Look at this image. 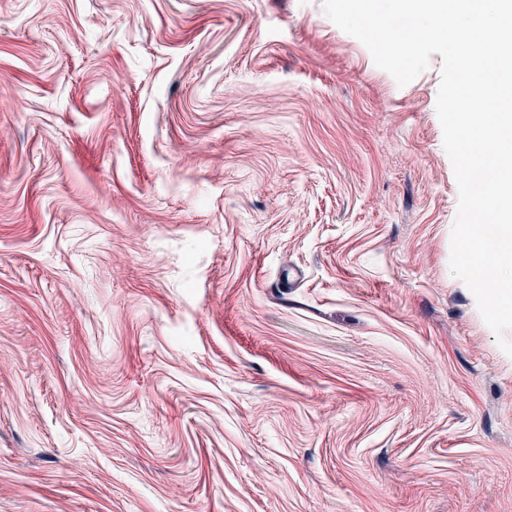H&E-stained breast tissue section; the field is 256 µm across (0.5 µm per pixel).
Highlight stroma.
I'll list each match as a JSON object with an SVG mask.
<instances>
[{
	"label": "stroma",
	"mask_w": 512,
	"mask_h": 512,
	"mask_svg": "<svg viewBox=\"0 0 512 512\" xmlns=\"http://www.w3.org/2000/svg\"><path fill=\"white\" fill-rule=\"evenodd\" d=\"M441 76L322 0H0V512H512Z\"/></svg>",
	"instance_id": "1"
}]
</instances>
